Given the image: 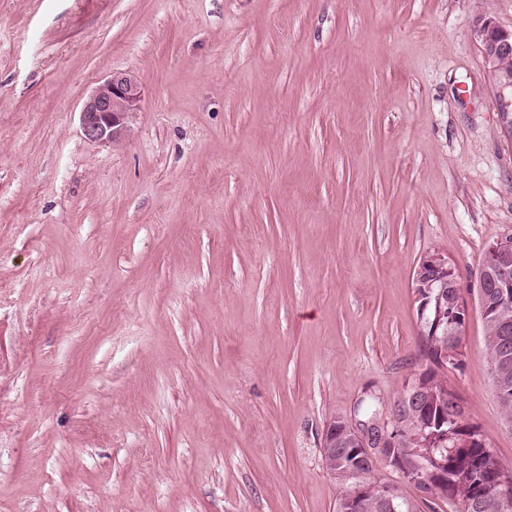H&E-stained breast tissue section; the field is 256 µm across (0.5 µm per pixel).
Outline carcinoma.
Masks as SVG:
<instances>
[{
	"label": "carcinoma",
	"mask_w": 512,
	"mask_h": 512,
	"mask_svg": "<svg viewBox=\"0 0 512 512\" xmlns=\"http://www.w3.org/2000/svg\"><path fill=\"white\" fill-rule=\"evenodd\" d=\"M484 323V353L483 358L491 380L492 394L499 403L505 421L512 422V338L504 341L499 334V325L502 319L512 321V305L499 308L492 299L487 300L486 306H478ZM426 318L430 322L440 323V328L434 336L423 337V342L429 361L432 366L416 372L432 385L427 387V403L424 408H414L403 403V396H397L393 409L404 414L408 427L417 428L424 418L438 417L442 408L448 407L445 402L449 393L448 385L441 378L440 370L443 368H456L460 363L448 362L440 357V351L448 348L453 340V331L463 330L455 312V297L452 289H447L446 296L441 300H433L426 309ZM460 435H470L482 438L479 431L463 419L459 412L455 418L448 420V447H437L441 435L437 434L430 439L434 447L436 458L446 462L438 469L448 472V485L442 486L443 494L433 500V504L440 502L448 505V512H480L476 506V493L474 488L481 485L485 488L494 476L501 472H512V467L504 463L495 450L487 448H455L454 441ZM400 483L399 496L396 500V512H420L416 499L406 494L404 486Z\"/></svg>",
	"instance_id": "1"
}]
</instances>
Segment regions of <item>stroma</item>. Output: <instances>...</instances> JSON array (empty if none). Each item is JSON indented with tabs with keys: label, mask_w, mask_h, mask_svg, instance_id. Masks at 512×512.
Here are the masks:
<instances>
[{
	"label": "stroma",
	"mask_w": 512,
	"mask_h": 512,
	"mask_svg": "<svg viewBox=\"0 0 512 512\" xmlns=\"http://www.w3.org/2000/svg\"><path fill=\"white\" fill-rule=\"evenodd\" d=\"M512 0H0V512H336L327 422L425 368L414 271L512 234ZM122 73L125 139L78 112ZM442 373L512 465L481 360ZM474 31L488 72L496 74L512 61V30L500 28L486 9L480 11ZM508 69L512 73L511 62Z\"/></svg>",
	"instance_id": "35a3bbf8"
}]
</instances>
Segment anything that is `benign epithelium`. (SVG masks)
Listing matches in <instances>:
<instances>
[{
	"mask_svg": "<svg viewBox=\"0 0 512 512\" xmlns=\"http://www.w3.org/2000/svg\"><path fill=\"white\" fill-rule=\"evenodd\" d=\"M475 35L488 72L496 74L506 63L512 61V30L500 28L490 12L483 9L476 21ZM141 84L124 75H112L104 79L91 93L80 112V127L83 135L92 142L110 144L120 141L130 129L131 119L140 110ZM512 235L499 239L485 248V259L479 269L476 295L486 297L487 289H493L500 306L512 300ZM448 259L439 252L429 253L419 262L412 280L417 314L423 316L434 285L453 283L448 277ZM406 424L393 414L382 415L370 421H361L356 416H340L328 423L323 431L321 453L322 465L327 475L345 487L338 512H367L374 488L360 480L357 465L367 462L378 466L384 462L386 448L407 444ZM347 445L351 449L349 464L336 468V449ZM429 455L417 460L416 467L401 473L405 480L418 484L424 500H431L439 486L433 479V470L428 463ZM494 498L500 503L512 501V476L499 474L491 483Z\"/></svg>",
	"mask_w": 512,
	"mask_h": 512,
	"instance_id": "obj_1",
	"label": "benign epithelium"
}]
</instances>
